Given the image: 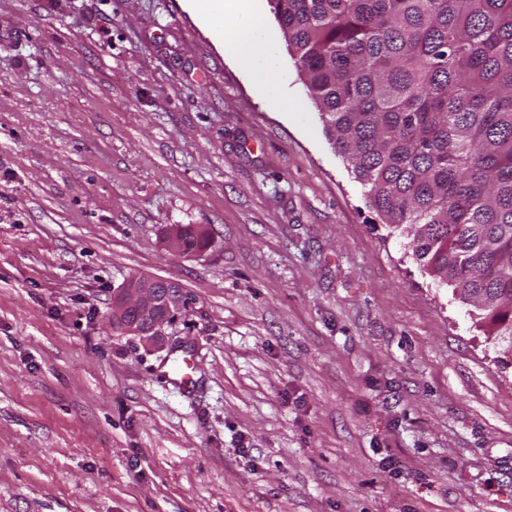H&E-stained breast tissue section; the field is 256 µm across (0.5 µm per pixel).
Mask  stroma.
<instances>
[{"label": "stroma", "mask_w": 512, "mask_h": 512, "mask_svg": "<svg viewBox=\"0 0 512 512\" xmlns=\"http://www.w3.org/2000/svg\"><path fill=\"white\" fill-rule=\"evenodd\" d=\"M191 3L0 0V512H512V359L368 207L273 13L277 102ZM135 275L190 302L151 346L111 322Z\"/></svg>", "instance_id": "35a3bbf8"}]
</instances>
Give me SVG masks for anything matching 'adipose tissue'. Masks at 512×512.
I'll list each match as a JSON object with an SVG mask.
<instances>
[{
	"mask_svg": "<svg viewBox=\"0 0 512 512\" xmlns=\"http://www.w3.org/2000/svg\"><path fill=\"white\" fill-rule=\"evenodd\" d=\"M258 0H195L203 16L220 18L218 32L226 49L234 52L240 64L260 79L262 91L277 83L272 52L263 37Z\"/></svg>",
	"mask_w": 512,
	"mask_h": 512,
	"instance_id": "ef3b65f1",
	"label": "adipose tissue"
}]
</instances>
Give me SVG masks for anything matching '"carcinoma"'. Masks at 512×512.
<instances>
[{
  "label": "carcinoma",
  "instance_id": "cac0c4a2",
  "mask_svg": "<svg viewBox=\"0 0 512 512\" xmlns=\"http://www.w3.org/2000/svg\"><path fill=\"white\" fill-rule=\"evenodd\" d=\"M268 3L369 207L512 336V0Z\"/></svg>",
  "mask_w": 512,
  "mask_h": 512
}]
</instances>
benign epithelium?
I'll return each instance as SVG.
<instances>
[{
	"mask_svg": "<svg viewBox=\"0 0 512 512\" xmlns=\"http://www.w3.org/2000/svg\"><path fill=\"white\" fill-rule=\"evenodd\" d=\"M174 306H182V298L174 293V287L161 288L150 278L134 277L113 297L112 325L145 344H153L170 325L169 318L162 317V311Z\"/></svg>",
	"mask_w": 512,
	"mask_h": 512,
	"instance_id": "benign-epithelium-1",
	"label": "benign epithelium"
}]
</instances>
